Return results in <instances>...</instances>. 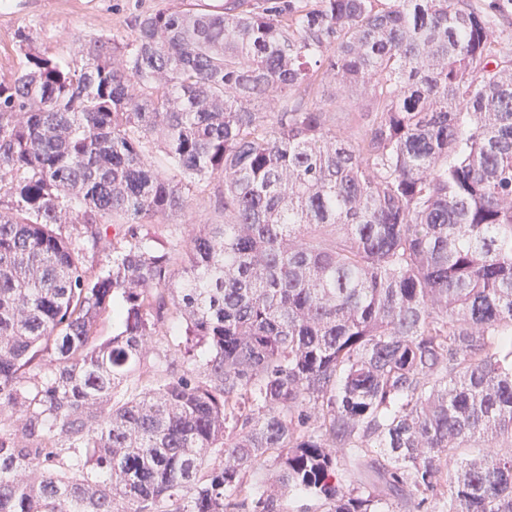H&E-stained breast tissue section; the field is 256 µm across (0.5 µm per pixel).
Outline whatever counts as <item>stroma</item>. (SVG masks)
Here are the masks:
<instances>
[{"mask_svg": "<svg viewBox=\"0 0 512 512\" xmlns=\"http://www.w3.org/2000/svg\"><path fill=\"white\" fill-rule=\"evenodd\" d=\"M188 0H0V79H11L23 65L19 32L31 38L33 52L52 60L71 59L77 41L112 35L129 36L133 18L145 12L182 8ZM181 214L153 218L150 229L164 243L184 246L193 224L212 223V189L193 188Z\"/></svg>", "mask_w": 512, "mask_h": 512, "instance_id": "35a3bbf8", "label": "stroma"}]
</instances>
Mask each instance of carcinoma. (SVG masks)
<instances>
[{
	"instance_id": "cac0c4a2",
	"label": "carcinoma",
	"mask_w": 512,
	"mask_h": 512,
	"mask_svg": "<svg viewBox=\"0 0 512 512\" xmlns=\"http://www.w3.org/2000/svg\"><path fill=\"white\" fill-rule=\"evenodd\" d=\"M78 54L0 81V512H285L269 462L324 512H512V36L224 0ZM176 319L200 370L146 364ZM212 186L202 183L190 192V206L181 214L169 217H155L149 224L150 231L156 233L164 243L177 244L182 251L185 246L184 231L190 224H212L215 218ZM212 197V199H211Z\"/></svg>"
}]
</instances>
